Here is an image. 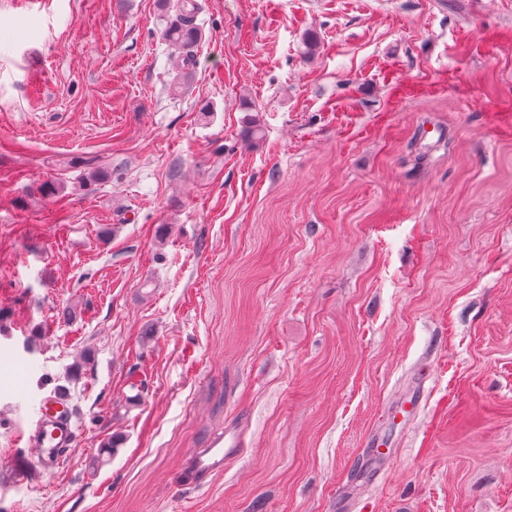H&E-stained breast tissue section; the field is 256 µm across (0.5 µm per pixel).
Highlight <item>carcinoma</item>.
Returning <instances> with one entry per match:
<instances>
[{"mask_svg": "<svg viewBox=\"0 0 512 512\" xmlns=\"http://www.w3.org/2000/svg\"><path fill=\"white\" fill-rule=\"evenodd\" d=\"M159 3L167 15L163 39L181 56L183 70L173 84V90L177 92L187 83L195 64L194 48L201 37L197 19L203 6L199 0H159ZM70 165L83 170V179L90 184L103 182L110 177L109 170L97 165L92 158L74 157Z\"/></svg>", "mask_w": 512, "mask_h": 512, "instance_id": "carcinoma-1", "label": "carcinoma"}]
</instances>
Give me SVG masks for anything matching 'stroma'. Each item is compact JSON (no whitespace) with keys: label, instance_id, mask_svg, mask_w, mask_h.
<instances>
[{"label":"stroma","instance_id":"obj_1","mask_svg":"<svg viewBox=\"0 0 512 512\" xmlns=\"http://www.w3.org/2000/svg\"><path fill=\"white\" fill-rule=\"evenodd\" d=\"M201 2L0 0V512H512V0ZM159 3L168 18L162 32L163 39L181 56L183 70L173 84V90L179 92L195 64L194 48L201 37L197 19L203 6L198 0H159ZM70 165L83 170V179L90 186L92 183L104 182L110 177L109 170L97 165V162L92 158L74 157L71 159ZM28 441L33 443L44 456L62 457L65 448H71L76 441L75 428L64 403L55 398H48L41 409V416L33 434ZM240 446L236 431L227 430L214 439L209 448L196 451L190 458L188 478L193 483H201L213 473L224 470V461L235 457Z\"/></svg>","mask_w":512,"mask_h":512}]
</instances>
